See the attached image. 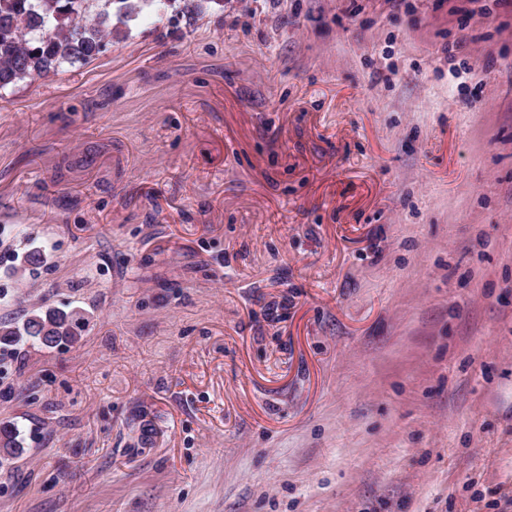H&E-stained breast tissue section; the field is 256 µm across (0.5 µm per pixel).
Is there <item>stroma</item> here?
I'll return each instance as SVG.
<instances>
[{
    "label": "stroma",
    "mask_w": 512,
    "mask_h": 512,
    "mask_svg": "<svg viewBox=\"0 0 512 512\" xmlns=\"http://www.w3.org/2000/svg\"><path fill=\"white\" fill-rule=\"evenodd\" d=\"M32 303L90 323L0 348V512H512V0L148 8L0 93Z\"/></svg>",
    "instance_id": "35a3bbf8"
}]
</instances>
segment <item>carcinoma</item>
<instances>
[{
  "mask_svg": "<svg viewBox=\"0 0 512 512\" xmlns=\"http://www.w3.org/2000/svg\"><path fill=\"white\" fill-rule=\"evenodd\" d=\"M101 2V9L92 13L89 0H0V91L97 56L112 41V17L124 24L146 6L158 8L177 0ZM89 322L82 309L32 305L22 323H0V346L75 345ZM18 436L16 424L0 423L3 456L21 449Z\"/></svg>",
  "mask_w": 512,
  "mask_h": 512,
  "instance_id": "cac0c4a2",
  "label": "carcinoma"
}]
</instances>
